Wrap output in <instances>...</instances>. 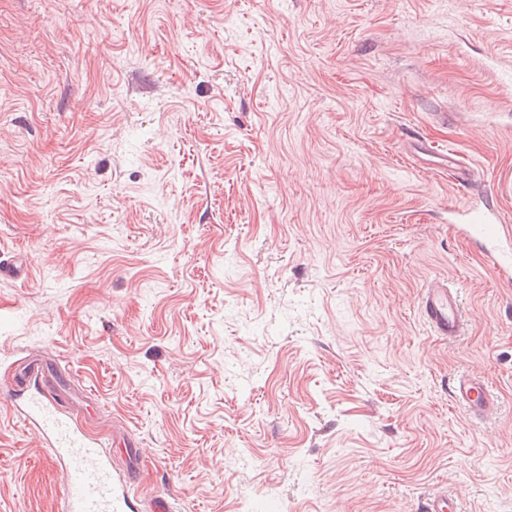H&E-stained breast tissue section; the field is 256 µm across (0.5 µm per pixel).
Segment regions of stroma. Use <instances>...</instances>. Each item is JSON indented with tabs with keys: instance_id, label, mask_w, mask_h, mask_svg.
Listing matches in <instances>:
<instances>
[{
	"instance_id": "stroma-1",
	"label": "stroma",
	"mask_w": 512,
	"mask_h": 512,
	"mask_svg": "<svg viewBox=\"0 0 512 512\" xmlns=\"http://www.w3.org/2000/svg\"><path fill=\"white\" fill-rule=\"evenodd\" d=\"M509 75L512 0H0V512H60L36 363L146 502L512 512V283L448 221H512ZM422 310L426 323L435 336L454 338L464 329V320L456 289L441 280L431 281L424 289ZM450 390L455 400L476 417L484 418L496 408L497 400L487 378L461 372L453 378ZM421 512H461L460 502L448 494V491H438L429 494L421 503Z\"/></svg>"
}]
</instances>
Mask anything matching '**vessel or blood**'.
Wrapping results in <instances>:
<instances>
[{
	"mask_svg": "<svg viewBox=\"0 0 512 512\" xmlns=\"http://www.w3.org/2000/svg\"><path fill=\"white\" fill-rule=\"evenodd\" d=\"M459 216L468 230H480L486 238L503 243L494 261L502 271L512 270V250L506 247L512 240V226L506 224L499 209L470 205L461 209ZM422 310L434 335L448 339L461 335L464 320L458 292L447 282L434 280L427 285ZM28 387L30 394L17 414L45 432L54 449V462L68 475L65 512H173L167 500L142 510L131 490V473L117 472L111 453L89 440L72 422L65 398L56 388H45L42 371L29 373ZM450 390L455 400L476 417H485L496 408L497 400L487 378L462 372L453 378ZM420 512H462V507L448 492L438 491L423 499Z\"/></svg>",
	"mask_w": 512,
	"mask_h": 512,
	"instance_id": "vessel-or-blood-1",
	"label": "vessel or blood"
}]
</instances>
